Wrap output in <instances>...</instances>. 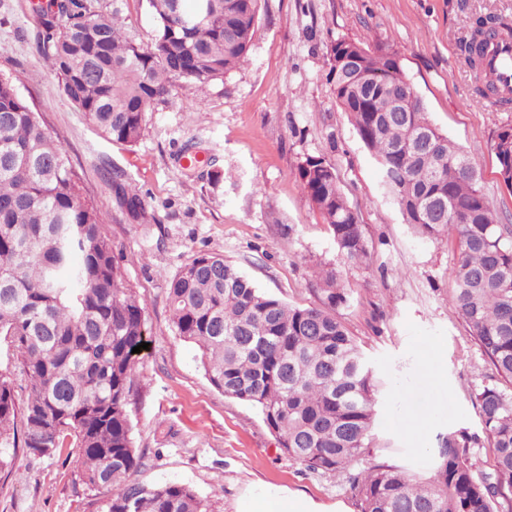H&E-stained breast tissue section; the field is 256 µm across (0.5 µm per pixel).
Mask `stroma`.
<instances>
[{"label": "stroma", "mask_w": 512, "mask_h": 512, "mask_svg": "<svg viewBox=\"0 0 512 512\" xmlns=\"http://www.w3.org/2000/svg\"><path fill=\"white\" fill-rule=\"evenodd\" d=\"M38 0H0V75L33 104L81 178L117 251L124 281L146 306L147 350L139 354L128 413L144 484L178 482L210 497L216 512L282 492L313 512H358L344 477L310 472L286 456L259 409L213 388L193 343L175 335L166 279L193 255L217 253L286 302L317 303L313 268L335 264L348 292L339 315L383 387L373 463L426 473L438 436L480 435L475 389L489 364L448 303L457 243L417 236L387 193L377 162L336 102L327 48L345 38L388 46L429 119L474 162L501 223L512 193L491 149L512 126L508 111L475 100L458 40L474 17L512 19V0H260L245 61L224 79L178 90L149 113L132 146L102 138L63 96L35 50ZM324 157L357 209L369 258L345 262L298 176L307 156ZM224 178L213 182L211 167ZM142 191L155 223L122 209L110 180ZM443 380L431 388L429 374ZM79 451L52 457L18 449L0 478V512H92Z\"/></svg>", "instance_id": "1"}]
</instances>
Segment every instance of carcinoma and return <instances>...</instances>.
I'll return each mask as SVG.
<instances>
[{"label": "carcinoma", "instance_id": "carcinoma-1", "mask_svg": "<svg viewBox=\"0 0 512 512\" xmlns=\"http://www.w3.org/2000/svg\"><path fill=\"white\" fill-rule=\"evenodd\" d=\"M145 2L154 24L146 42L126 34L115 2L36 7V51L64 95L105 138L128 145L174 87L222 81L244 61L260 10V0H211L209 18L190 24L199 0ZM508 34L512 21L488 13L459 40L483 104L512 103L483 72L488 45ZM363 63L365 80H347L330 65L336 102L402 214L420 205L421 219L406 220L413 232L458 242L448 303L495 378L473 393L483 437H439L435 467L423 475L395 464L362 466L378 447L382 382L337 314L348 297L329 264L316 271L319 302L297 305L258 288L224 256L197 253L167 279L171 322L201 349L210 384L259 408L289 458L345 477L359 512H512V224L498 223L474 164L434 128L421 98L410 112L392 111L385 78L402 68L400 59L378 47ZM413 129L434 131L433 145L412 146ZM492 149L512 192V126L498 131ZM299 178L340 255L366 259L358 212L335 169L308 156ZM115 190L135 221L154 220L138 187L117 182ZM144 332L145 306L124 285L78 173L40 113L0 76V343L27 380L20 406L14 380L0 371V474L11 473L20 446L42 456L77 448L83 483L101 493L94 512H215L188 485L131 479L138 457L127 404L138 363L132 349ZM480 445L493 449L488 471L471 462L470 449Z\"/></svg>", "mask_w": 512, "mask_h": 512}]
</instances>
